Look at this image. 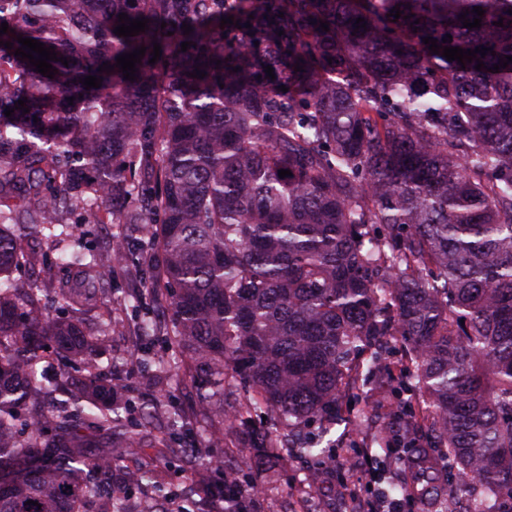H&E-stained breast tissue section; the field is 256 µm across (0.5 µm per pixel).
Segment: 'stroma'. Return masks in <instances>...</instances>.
Masks as SVG:
<instances>
[{
    "label": "stroma",
    "instance_id": "35a3bbf8",
    "mask_svg": "<svg viewBox=\"0 0 512 512\" xmlns=\"http://www.w3.org/2000/svg\"><path fill=\"white\" fill-rule=\"evenodd\" d=\"M34 249L41 258L40 263L21 268L16 277L20 286L33 282L46 293L57 285L55 260L58 252L53 244L44 241L37 242ZM109 344L113 359L124 368L123 377L128 386L124 397L135 407L134 413L112 433L114 458L122 466L131 458V451L125 446L126 432L137 433L146 449L167 433L163 425L148 426L141 419L138 406L146 402L162 409L176 405L191 412L196 406V391L190 386H176L161 370L159 362L166 354L163 340L152 341L149 355L134 356L132 314L123 307L113 309ZM247 399L245 391L225 390L223 408L211 416L214 426L220 430L222 442L216 448H200L199 460L205 463L223 459L242 480L260 484L264 492L255 499L253 512H355L357 506L374 501L382 490L372 479L375 467L384 468L386 479L397 478L422 442L417 434L401 436L393 458L383 463L372 459L371 448L376 435L381 430L396 428L398 406L380 410L372 384L360 383L346 390L341 417L330 428L328 437L335 441L337 452L329 464L270 459L248 448L250 437L237 419ZM153 465L169 488L170 498L164 504L166 512H178L184 497L193 492L190 470L174 458L157 459Z\"/></svg>",
    "mask_w": 512,
    "mask_h": 512
}]
</instances>
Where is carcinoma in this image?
Here are the masks:
<instances>
[{
	"instance_id": "carcinoma-1",
	"label": "carcinoma",
	"mask_w": 512,
	"mask_h": 512,
	"mask_svg": "<svg viewBox=\"0 0 512 512\" xmlns=\"http://www.w3.org/2000/svg\"><path fill=\"white\" fill-rule=\"evenodd\" d=\"M477 6L481 27H463ZM510 9L0 0V512H84L92 495L98 512H124L120 491L154 481L139 467L112 486V429L130 405L82 329L87 308L112 313L99 254L63 255L49 298L11 280L38 261L25 242L74 236L41 221L48 211L111 225L115 264L134 257L126 226L142 227L153 271L125 304L165 297L161 368L194 384L206 417L224 385L245 389L248 410L271 419L256 451L322 459L320 440L300 434L381 369L391 336L407 349L391 380L420 396L405 425L430 439L397 491L421 502L445 487L466 507L443 512H512V62L491 71L512 56ZM121 13L149 30L116 35ZM19 35L68 65L36 72L15 55ZM428 36L489 51L462 66ZM142 46L129 81L116 59ZM89 75L101 87L85 89ZM138 331L150 340L161 325L147 312ZM165 425L189 429L175 409ZM194 477L200 498L181 512H224L242 494L231 471L214 482L202 465Z\"/></svg>"
}]
</instances>
